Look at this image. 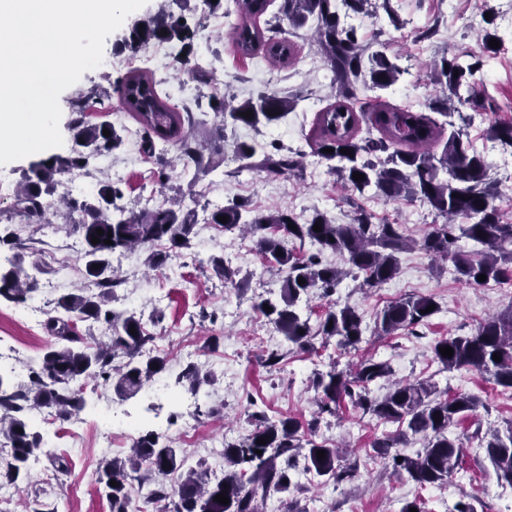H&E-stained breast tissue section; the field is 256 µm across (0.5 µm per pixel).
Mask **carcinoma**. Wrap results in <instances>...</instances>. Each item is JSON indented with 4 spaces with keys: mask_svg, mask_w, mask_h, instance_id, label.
Returning a JSON list of instances; mask_svg holds the SVG:
<instances>
[{
    "mask_svg": "<svg viewBox=\"0 0 512 512\" xmlns=\"http://www.w3.org/2000/svg\"><path fill=\"white\" fill-rule=\"evenodd\" d=\"M270 2L236 0L239 21L234 26L235 42L245 56L262 54L273 61L291 60L296 56L295 47L283 37L282 26L263 29L259 25ZM342 5L354 13H370L379 7L389 10V0H383L380 6L375 0H342ZM279 13L292 28H302L311 20L317 22L315 39L338 85L336 102L318 113L316 120L315 151L330 162L328 173L353 193L362 195L370 190L387 200H419L445 218V223L432 225L416 240L406 236L400 224L375 223L372 214L361 207L354 210L351 223L332 224L318 212L301 223L285 209L250 215L241 203L217 205L210 212V223H219V216L228 217L227 222L219 223L221 227L254 237L255 247L269 269L280 275L279 299H263L256 304V310L285 343L302 351L313 350L318 336L325 343L334 338L338 347L348 349L362 341V316L349 305L334 303L313 328L300 308L302 298L315 290L330 297L349 276L361 279L362 288H377L396 276L398 254L405 249L416 248L437 262H451L456 279L470 286L512 283V222L503 219L496 204L497 192L488 178L487 161L473 148L463 129L450 121L451 130L447 132L422 112L380 103L354 111L349 102L357 98V85L386 90L398 80V66L382 52L365 56L357 29L341 25L336 0H282ZM491 38L493 34L485 32L482 55L472 56V63L464 65L457 56H443L430 64L428 77L438 90L429 99V109L450 117L478 106L481 90L476 73L497 53L489 46ZM193 39L194 31L182 17L162 12L137 21L125 44L138 51L152 43L176 42L185 54L180 70L186 71L191 69L194 56ZM114 91L125 110L142 125L148 149H155L158 143L163 152L170 147L175 149L182 165L180 175L187 179L190 189L224 164L222 143L227 141L228 125L256 130L272 126L293 107V102L269 91L238 105L211 94L207 105L216 121L211 136L201 140L195 133L194 112L171 108L158 95L152 74L134 70L114 86ZM105 98L110 94L94 91L71 103L75 114L71 129L81 150L40 160L19 182L17 199L26 212L39 218L46 213L62 218L81 235L87 286L58 296L50 303V309L43 311L42 325L53 342L38 364L27 366L26 378L15 388H0V435L9 448L6 469L0 477L12 483L29 477L30 460L44 450V438L31 428L28 411L52 408L61 417L80 412L86 399L76 384L89 378L103 380L119 399L127 400L165 370V359L161 357L142 359L153 337L145 332L141 318L112 307L117 300L114 288L118 283L114 258L142 249L148 252V268L158 270L172 255L191 248L196 210L185 205L186 192L181 190L171 201L140 211L118 204L123 191L110 182L99 183L80 199H63L58 204L49 200L58 176L86 166L91 156L105 155L121 146L122 138L114 125L85 120L89 104ZM246 111L252 112L251 118L241 116ZM363 122L375 128L379 137L358 138ZM105 129L110 135L103 134ZM489 134L502 148L512 149V121L494 123ZM437 147L441 151H435ZM324 148L334 152L324 153ZM342 148L351 153L340 152ZM232 154L269 175L289 176L300 167V153L275 142L234 141ZM355 172L363 174L364 179L354 180ZM290 224L295 229L288 228ZM316 224L321 231H314ZM98 228L103 234L93 244L92 235ZM107 238L112 244L103 243ZM462 238L481 249L472 254L461 253L458 242ZM288 241H308L317 246V252L299 257L286 247ZM159 242L168 243L169 250H154ZM323 251L338 254L343 266L323 264ZM198 263L224 282L234 276L220 256L200 258ZM95 264L100 268H93ZM481 274L486 275L483 282L477 280ZM300 277L305 280L302 285L298 283ZM34 291V279L21 258H16L11 267L0 269V300L25 307ZM265 304L271 311L263 309ZM434 304L431 296L393 301L377 313L375 331L379 336L399 330L412 333L436 314L434 310L424 312ZM78 321L106 326L112 331L108 343L88 346L76 333ZM447 346L453 349L450 358L439 351ZM495 354L501 357L500 361H494ZM433 357L446 370L470 367L496 385L512 390V306L483 319L469 334L437 339ZM389 375L387 363L371 358L362 359L353 367L339 370L332 365L327 371L316 373L311 387L318 413L334 415L339 402L350 398L363 413L398 424L396 433L372 443L384 463L421 488L448 481L465 453L462 439L451 436L448 429L455 421L476 415L483 401L471 393L441 392L429 381L395 382L382 398L372 397L370 385ZM207 381L197 365L189 364L175 383L186 382L197 393ZM436 412L440 417H434ZM250 418L255 421V428L224 447V470L219 476L210 474L200 462L188 464L183 449L153 431L134 439L127 457L102 459L96 470V483L105 493L110 512H142L132 496L133 482L142 471L154 477V487L144 499L157 505L156 512H264L263 505L270 497L290 492L292 470L300 467L335 481L354 473V466L341 464L340 448L318 439L313 429H303L297 418L271 420L259 410L252 412ZM410 433L421 434L425 439L423 451L414 457L403 451ZM259 439L266 440V444H257ZM484 448L498 479L512 486V422L502 431L491 432ZM319 450L325 451L321 460L317 457ZM113 480L114 486L110 485ZM223 491L229 498L226 505L215 501Z\"/></svg>",
    "mask_w": 512,
    "mask_h": 512,
    "instance_id": "cac0c4a2",
    "label": "carcinoma"
}]
</instances>
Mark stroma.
<instances>
[{"mask_svg":"<svg viewBox=\"0 0 512 512\" xmlns=\"http://www.w3.org/2000/svg\"><path fill=\"white\" fill-rule=\"evenodd\" d=\"M209 0H147L130 14L122 26L105 40L103 54L112 66L84 72L78 82L59 96V129L63 144L57 154L66 156L74 148L70 127V101L79 93L96 88L112 93L114 84L128 72L141 68V56L122 45L132 25L155 14L160 7L184 14L196 28L195 59L203 67L224 72L221 93L236 100L264 90L295 99L294 108L277 125L239 128L237 137L249 141L276 142L300 152L298 175L273 178L260 171L243 168L240 162L225 160L221 173L193 188L200 201L213 205L245 203L255 211L277 206L292 210L300 219L313 212L326 215L331 223L350 220L352 203L336 177L328 173V163L311 149V134L317 115L334 101V76L313 38V26L289 29L295 44L294 60L274 63L264 58L249 59L238 52L232 38L236 20L235 0H223L222 8L210 10ZM390 11L376 16L349 14L347 21L357 27L364 45L386 52L403 70L399 81L386 90L358 87V103H385L414 111H425V102L434 92L427 72L430 63L442 56L480 53L484 32L496 35L500 47L490 64L476 78L485 93L482 107L466 110L464 130L475 147L483 151L489 177L498 189L497 203L512 221V152L494 148L488 139L490 127L512 120V0H390ZM158 83V91L169 105L183 107L201 93H210L187 73L177 74L163 63L148 66ZM110 117L90 112L89 120L110 121L119 130L123 143L111 154L95 156L88 168L74 171L72 197L89 193L98 182L112 181L124 191L127 208L141 210L162 204L172 186L181 182L178 171L170 172L168 184L159 174L168 170L165 160L145 153L143 131L126 112L119 96L109 100ZM362 206L375 222L402 224L410 236H420L436 221L428 206L418 201L363 197ZM206 211H198L193 247L171 258L160 270H148L142 252L119 258L120 285L117 306L141 315L146 329L155 337L154 354L167 360L157 383L146 386L137 396L119 400L110 390L89 385L85 391L86 410L79 417L59 418L54 410H43L34 427L43 436L57 429H69L75 445L49 448L30 469L29 480L10 485L0 483V512H109V504L98 491L95 471L106 457H121L130 448V438L121 435V425L134 424L137 432L153 430L185 449L192 461L204 462L213 473H221L224 455L221 445L238 441L251 429L248 414L264 411L269 418L292 415L301 421H317L320 437L345 445L357 464L351 478L335 483L296 471L293 481L297 512H400L407 501L421 499L426 512H455L458 503L473 504L476 512H512V486L499 482L481 446L490 430L512 420V392L503 390L478 371L461 368L446 371L434 361L432 347L443 336L470 333L489 314L512 306V287L488 284L473 287L455 280L451 264L433 263L424 253L412 250L401 256L400 272L387 284L371 291L345 280L333 301L349 304L364 317L367 330L357 351L344 353L335 344L318 347L315 353L289 352L287 344L256 308V302L276 297L280 283L256 250L251 238L239 233H215ZM10 236V244L0 246V266L9 267L15 257L25 266L40 265L35 303L46 307L83 281L79 259L83 240L58 223L41 224L24 215L15 196H0V236ZM223 257L235 273L226 285L199 267L201 257ZM430 295L440 310L427 326L416 333L397 332L390 336L374 333L375 317L386 304L407 296ZM17 306L0 302V338L12 351L0 362V383L13 387L25 365L38 361L50 337L40 319L17 315ZM283 352V361L266 366L268 352ZM387 362L391 377L370 386L373 397H382L394 381L428 380L449 393L473 392L485 407L451 428L465 438L466 453L456 473L440 485L421 488L394 475L372 455L375 438L395 433L396 424L384 423L343 403L336 416L315 418L314 391L310 381L315 372L327 370L332 362L346 364L358 357ZM190 363L210 374L212 383L192 393L188 384L175 379ZM213 415H203L206 407ZM193 423L192 439H185V423ZM65 458L67 471H57L54 458Z\"/></svg>","mask_w":512,"mask_h":512,"instance_id":"1","label":"stroma"}]
</instances>
